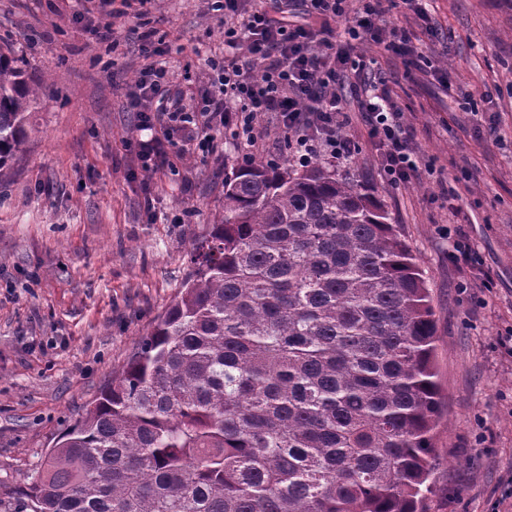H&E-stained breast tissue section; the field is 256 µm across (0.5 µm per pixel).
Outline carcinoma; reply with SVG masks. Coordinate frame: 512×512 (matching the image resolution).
<instances>
[{"label":"carcinoma","mask_w":512,"mask_h":512,"mask_svg":"<svg viewBox=\"0 0 512 512\" xmlns=\"http://www.w3.org/2000/svg\"><path fill=\"white\" fill-rule=\"evenodd\" d=\"M39 98L0 51V172ZM194 264L46 454L32 512H426L434 310L381 203L318 160H248Z\"/></svg>","instance_id":"obj_1"}]
</instances>
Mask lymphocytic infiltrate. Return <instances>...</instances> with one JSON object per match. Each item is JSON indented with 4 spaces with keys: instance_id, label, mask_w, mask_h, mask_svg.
I'll return each instance as SVG.
<instances>
[{
    "instance_id": "lymphocytic-infiltrate-1",
    "label": "lymphocytic infiltrate",
    "mask_w": 512,
    "mask_h": 512,
    "mask_svg": "<svg viewBox=\"0 0 512 512\" xmlns=\"http://www.w3.org/2000/svg\"><path fill=\"white\" fill-rule=\"evenodd\" d=\"M242 0H224V64L218 86L195 112H176L187 140L217 149L214 126L228 129L247 147L258 142L257 124L265 114H275L277 129L288 141L294 161L304 164L328 157L349 162L357 146L342 130L352 122L346 103L337 92L347 77L349 51L330 36L331 20L353 12L350 39L371 41L403 55L416 54L406 31H386L379 24L387 9L404 4L417 16L427 14L426 0H301L314 24H294L285 18L289 0H267L266 5L243 9ZM250 60L236 62L240 50ZM166 66L150 63L125 92L126 106L136 112L139 128L152 130L155 117L148 101L168 84ZM370 136L383 149L382 165L394 182H407L419 173V160L408 142L409 132L401 108L384 83L375 82L357 104Z\"/></svg>"
}]
</instances>
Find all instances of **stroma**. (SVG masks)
Instances as JSON below:
<instances>
[{
	"label": "stroma",
	"mask_w": 512,
	"mask_h": 512,
	"mask_svg": "<svg viewBox=\"0 0 512 512\" xmlns=\"http://www.w3.org/2000/svg\"><path fill=\"white\" fill-rule=\"evenodd\" d=\"M429 36L404 7L434 74L405 73L356 44L347 102L381 73L414 128L421 174L393 184L360 118L350 175L399 225L425 273L446 415L435 437L428 512H512V0H429ZM91 0H0V49L42 94L28 139L0 176V512H31L26 478L136 352L193 269L191 251L222 207L224 177L251 157H288L274 116L256 147L224 136L206 152L155 129L166 156L138 165L142 139L124 93L144 64L165 63V96L189 107L209 88L224 14L215 0H148L96 30ZM164 41L143 49L141 25ZM480 274L488 287L461 291Z\"/></svg>",
	"instance_id": "1"
}]
</instances>
